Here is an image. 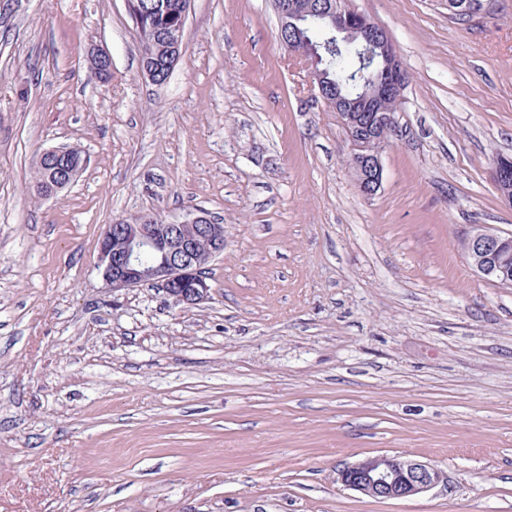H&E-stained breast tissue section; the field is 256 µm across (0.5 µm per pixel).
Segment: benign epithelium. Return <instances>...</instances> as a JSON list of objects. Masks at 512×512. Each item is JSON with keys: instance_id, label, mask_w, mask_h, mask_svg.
Returning a JSON list of instances; mask_svg holds the SVG:
<instances>
[{"instance_id": "obj_1", "label": "benign epithelium", "mask_w": 512, "mask_h": 512, "mask_svg": "<svg viewBox=\"0 0 512 512\" xmlns=\"http://www.w3.org/2000/svg\"><path fill=\"white\" fill-rule=\"evenodd\" d=\"M192 0H180L178 29L165 32L168 57L178 61L184 49V30ZM336 38L334 51H356L360 67L372 65L377 78L365 85L355 98L340 89L332 109L345 127L352 146L349 165L358 190L374 195L382 184L381 154L388 143L387 134L395 128L394 114L386 106L401 99L407 73L384 29L365 14L344 9L337 4L324 16ZM301 25L308 20L299 0H289L278 16L279 24L289 21ZM288 52L310 67L318 94H323L321 59L316 47L307 39L289 43ZM91 74L103 79L112 71V58L103 50L90 57ZM71 148L55 146L42 150L36 163L57 178V188L64 190L78 178L75 170L61 166ZM493 180L505 200L512 203V158H497ZM224 252V225L207 212L196 210L182 221L165 222L151 216L129 222L117 219L106 225L99 243L98 270L105 287L112 291L136 288L145 284L162 288L175 302L197 305L208 299L210 286L204 269ZM466 256L472 269L482 278L512 285V235L503 236L490 230L473 233L467 239ZM339 480L347 488L377 500L404 499L421 495L444 480L442 471L433 465L399 456L377 455L344 466Z\"/></svg>"}]
</instances>
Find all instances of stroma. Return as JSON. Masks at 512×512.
Returning <instances> with one entry per match:
<instances>
[{
  "mask_svg": "<svg viewBox=\"0 0 512 512\" xmlns=\"http://www.w3.org/2000/svg\"><path fill=\"white\" fill-rule=\"evenodd\" d=\"M351 4L409 75L372 197L271 0H193L160 86L126 0H0V512H512V286L462 247L512 233V0ZM52 146L89 164L44 199ZM196 209L208 299L104 287L106 224ZM381 454L446 480L341 484ZM493 180L505 200L512 203V158L498 157L493 170ZM339 480L348 489L377 500L421 495L444 480L430 463L399 456L377 455L344 466Z\"/></svg>",
  "mask_w": 512,
  "mask_h": 512,
  "instance_id": "1",
  "label": "stroma"
}]
</instances>
